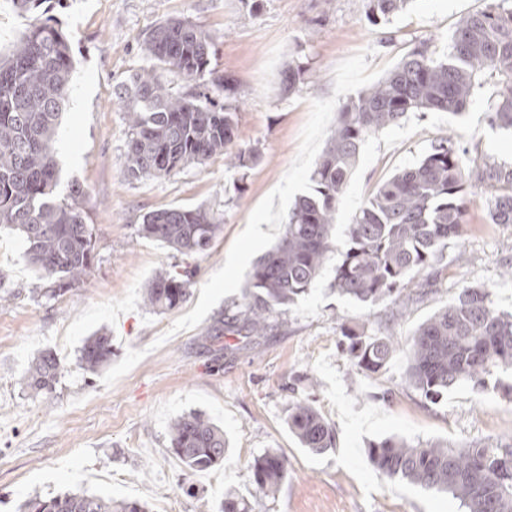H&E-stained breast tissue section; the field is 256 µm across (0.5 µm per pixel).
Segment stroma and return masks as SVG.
Segmentation results:
<instances>
[{
    "label": "stroma",
    "instance_id": "stroma-1",
    "mask_svg": "<svg viewBox=\"0 0 512 512\" xmlns=\"http://www.w3.org/2000/svg\"><path fill=\"white\" fill-rule=\"evenodd\" d=\"M489 0H411L388 17L369 0H45L40 10L67 35L76 62L74 91L58 135L62 183L84 189L93 227L94 261L75 288L59 296L38 277L18 235H0V512L68 492L144 503L161 512H216L228 492L247 497L253 512H463L458 500L371 466L370 444L398 438L451 446L512 444V375L488 377L483 390L463 384L439 402L404 381L406 359L395 352L385 370L358 372L338 350L343 326L365 334L410 338L435 311L468 286L489 289L497 309L512 310V224L491 223L482 189L466 186V224L439 267L442 281L399 321L390 300L361 303L331 287L332 266L313 286L273 314L265 335L210 333L240 302L249 274L280 240L288 212L311 193V174L339 107L377 83L419 43L447 52L458 22ZM186 18L213 39L211 66L232 80L224 102L238 112L235 143L261 159L229 168L217 155L161 178L124 172L128 127L115 92L150 68L142 51L149 31ZM301 68L284 91L282 73ZM493 85L460 114L411 113L369 136L336 213V240L367 197L394 173L415 165L440 140L454 137L466 162L512 167V133L491 127ZM203 206L224 228L203 254L185 256L142 239L144 214ZM195 270L189 295L156 313L142 302L159 271ZM112 335V361L83 368L85 339ZM61 360L54 389L30 397L19 383L34 355ZM314 397L336 431V449L314 455L288 430V406ZM201 412L224 429L228 453L207 472L184 468L170 446L173 422ZM274 449L288 459L275 495L252 484L249 466Z\"/></svg>",
    "mask_w": 512,
    "mask_h": 512
}]
</instances>
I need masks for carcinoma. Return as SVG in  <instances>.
Returning <instances> with one entry per match:
<instances>
[{
	"label": "carcinoma",
	"instance_id": "obj_1",
	"mask_svg": "<svg viewBox=\"0 0 512 512\" xmlns=\"http://www.w3.org/2000/svg\"><path fill=\"white\" fill-rule=\"evenodd\" d=\"M43 2L13 0L30 23L10 52L0 55V229L20 235L28 261L56 295L87 276L94 240L81 206V185L71 184L68 198H58L57 134L75 65L62 29L41 18ZM370 2L372 13L385 17L409 0ZM212 48L210 35L186 19H169L146 37L152 68L130 75L117 92L128 119L127 177L160 178L215 155L236 168L259 158L255 149H234L237 112L197 84L207 74L210 88L232 91L231 81L210 67ZM169 72L182 76L185 90L170 87ZM493 78L501 90L491 106V126L512 131V9H500L497 0L459 21L446 57L423 43L375 85L343 103L312 173L313 192L295 202L281 240L253 267L242 301L224 322L227 330L265 335L273 313L285 312L316 281L337 251L336 210L369 136L412 112L459 114L476 88ZM468 181L486 188L491 223L512 224V169L488 161L468 167L456 142L445 139L379 185L359 208L334 269L336 293L360 302L389 299L395 305L392 317L399 319L408 304L407 284L439 263L448 241L462 235ZM222 229L220 217L207 208L171 207L145 214L138 234L192 255L206 252ZM193 275L187 269L157 273L146 286L145 306L154 312L177 307ZM342 336V352L367 375L385 369L397 347L389 338L367 336L354 327H343ZM404 352L408 385L433 403L461 383L483 387L493 373L512 372V313L497 310L488 289L464 288L415 330ZM80 361L91 372L108 366L112 337H89ZM60 372L58 356L44 351L20 384L38 397L52 390ZM288 428L312 454L336 448L335 429L309 399L289 406ZM170 443L192 472L224 462V430L203 414L179 418ZM368 459L387 479L447 493L465 512H512L511 445L456 448L389 438L371 444ZM251 474L257 489L273 494L288 479V459L268 450L255 459ZM25 507L28 512H147L137 501L85 492L36 499ZM219 512L252 508L244 497L227 494Z\"/></svg>",
	"mask_w": 512,
	"mask_h": 512
}]
</instances>
